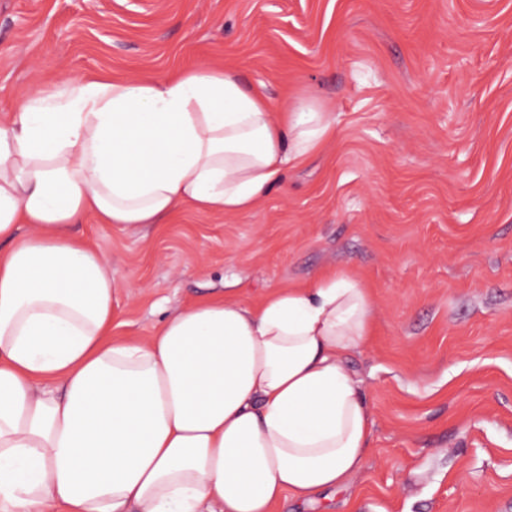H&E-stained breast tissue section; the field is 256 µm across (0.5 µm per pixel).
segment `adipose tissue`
Segmentation results:
<instances>
[{"label":"adipose tissue","mask_w":512,"mask_h":512,"mask_svg":"<svg viewBox=\"0 0 512 512\" xmlns=\"http://www.w3.org/2000/svg\"><path fill=\"white\" fill-rule=\"evenodd\" d=\"M335 128L205 66L68 78L0 118V512H274L348 487L373 425L346 361L366 288L211 296L116 337L112 264L72 232L249 212Z\"/></svg>","instance_id":"ef3b65f1"}]
</instances>
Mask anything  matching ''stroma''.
Listing matches in <instances>:
<instances>
[{
    "mask_svg": "<svg viewBox=\"0 0 512 512\" xmlns=\"http://www.w3.org/2000/svg\"><path fill=\"white\" fill-rule=\"evenodd\" d=\"M206 64L336 134L249 213L74 232L118 288L114 335L347 273L373 437L349 490L276 512H512V0H0V115L67 76Z\"/></svg>",
    "mask_w": 512,
    "mask_h": 512,
    "instance_id": "35a3bbf8",
    "label": "stroma"
}]
</instances>
